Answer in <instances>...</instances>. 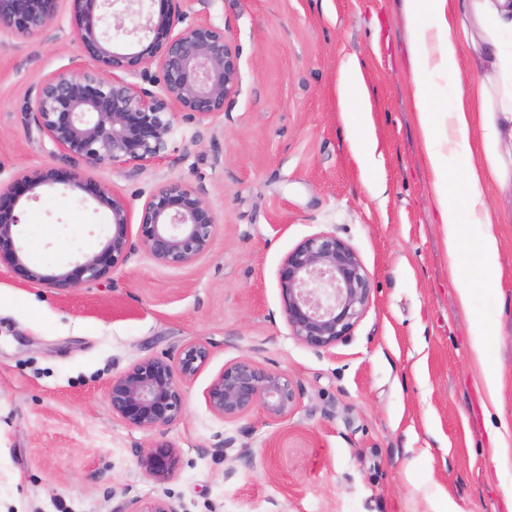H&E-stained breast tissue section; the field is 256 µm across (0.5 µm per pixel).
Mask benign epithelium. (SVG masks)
<instances>
[{"label": "benign epithelium", "instance_id": "1", "mask_svg": "<svg viewBox=\"0 0 512 512\" xmlns=\"http://www.w3.org/2000/svg\"><path fill=\"white\" fill-rule=\"evenodd\" d=\"M62 0H0V31L30 34L53 24ZM77 18L75 41L95 67L55 71L27 95L22 112L53 148L82 160L90 168L116 163L136 166L163 157L177 119L199 121L224 114L227 100L240 85L239 48L224 29L189 19L182 0H135L137 23L129 28L120 0H69ZM159 3L153 10L152 4ZM143 36L139 51L119 52L123 36ZM157 66L155 93L132 78ZM73 180L111 212L109 236L100 251L83 256L71 269L45 274L29 264L19 238L18 206L27 193L63 182L57 169L36 168L13 185L0 187V264L19 282L65 292L83 282L109 279L131 250V208L121 195L76 174ZM218 220L196 189L181 182L159 186L142 206L141 244L152 258L171 266L188 264L211 247ZM283 312L290 335L316 350L345 341L372 299L371 276L357 251L333 233L305 238L288 252L278 270ZM210 350L198 341L179 355L141 360L112 378L107 400L112 415L131 426L154 430L176 420L184 408L183 382L207 362ZM299 389L283 373L243 358L224 366L206 392L209 408L234 422L255 407L273 422L290 415ZM141 471L158 483L179 471L178 450L157 442L137 456ZM115 512H177L163 498L133 500Z\"/></svg>", "mask_w": 512, "mask_h": 512}]
</instances>
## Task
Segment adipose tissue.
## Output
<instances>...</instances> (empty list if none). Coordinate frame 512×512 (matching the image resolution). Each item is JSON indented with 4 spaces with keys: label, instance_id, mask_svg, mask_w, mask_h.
<instances>
[{
    "label": "adipose tissue",
    "instance_id": "ef3b65f1",
    "mask_svg": "<svg viewBox=\"0 0 512 512\" xmlns=\"http://www.w3.org/2000/svg\"><path fill=\"white\" fill-rule=\"evenodd\" d=\"M406 39L418 61L413 72L416 117L457 300L468 307L478 280L499 269L495 225L511 224L512 210L490 211L485 187L512 194V0H406ZM470 54L478 80L451 105L437 106L430 77L459 74ZM464 168L469 191L457 196L449 167ZM481 228L474 246L479 265L463 276L461 213Z\"/></svg>",
    "mask_w": 512,
    "mask_h": 512
}]
</instances>
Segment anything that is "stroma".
Segmentation results:
<instances>
[{"label": "stroma", "mask_w": 512, "mask_h": 512, "mask_svg": "<svg viewBox=\"0 0 512 512\" xmlns=\"http://www.w3.org/2000/svg\"><path fill=\"white\" fill-rule=\"evenodd\" d=\"M184 8L239 46L240 88L215 120L179 118L163 159L142 166L86 167L21 110L44 76L92 65L68 0L46 29L0 34L1 185L42 166L81 170L136 215L179 181L219 223L210 250L182 266L151 258L131 224L110 279L64 295L19 286L0 266V512H116L156 497L177 512H512V470L487 469L492 434L470 350L472 327H485L512 426V224L500 229L499 278L462 311L415 123L404 0ZM356 76L372 107V167L342 118L338 85ZM21 204L28 260L47 273L98 252L110 230L108 208L70 183ZM321 232L355 248L373 295L351 337L317 352L290 334L278 269ZM195 341L210 356L185 383L179 418L145 431L113 417L112 377ZM242 358L298 386L287 419L255 410L227 422L209 409L208 387ZM159 441L182 458L164 483L137 465Z\"/></svg>", "instance_id": "stroma-1"}]
</instances>
